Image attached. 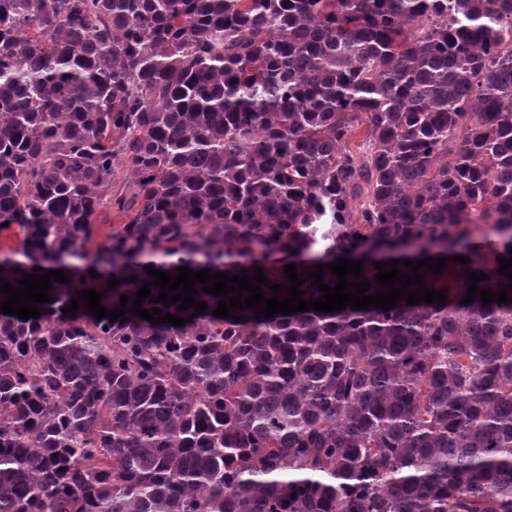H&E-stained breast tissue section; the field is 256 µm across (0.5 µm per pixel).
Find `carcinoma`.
Here are the masks:
<instances>
[{"label": "carcinoma", "mask_w": 512, "mask_h": 512, "mask_svg": "<svg viewBox=\"0 0 512 512\" xmlns=\"http://www.w3.org/2000/svg\"><path fill=\"white\" fill-rule=\"evenodd\" d=\"M9 231L0 278L69 282L0 312V512H512V0H0ZM456 255L443 306L63 312Z\"/></svg>", "instance_id": "1"}]
</instances>
